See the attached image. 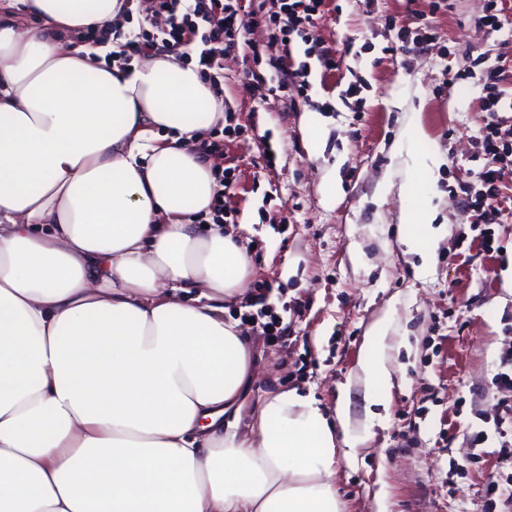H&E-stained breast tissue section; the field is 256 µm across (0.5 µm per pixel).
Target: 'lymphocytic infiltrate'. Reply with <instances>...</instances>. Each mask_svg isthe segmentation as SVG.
Instances as JSON below:
<instances>
[{
    "instance_id": "f902f5d3",
    "label": "lymphocytic infiltrate",
    "mask_w": 512,
    "mask_h": 512,
    "mask_svg": "<svg viewBox=\"0 0 512 512\" xmlns=\"http://www.w3.org/2000/svg\"><path fill=\"white\" fill-rule=\"evenodd\" d=\"M321 3L322 0H279L278 8L274 9L269 7L268 0H251L245 8L239 0H139L144 24L130 31L117 58L127 65L134 56L184 46L194 57L200 74L216 85L224 78L225 52L236 48L250 29L263 26L269 29L270 36L267 43L251 44L253 62L266 63L275 72L278 89L300 95L305 89L304 82L283 69L291 55L288 40L295 34L308 37ZM157 15L166 16V27L148 29V22ZM482 110L486 134L481 149L487 163L480 173L484 190L476 197L475 204L484 212L494 214L501 207L502 171L497 163L512 153V125L502 116L501 97H485Z\"/></svg>"
}]
</instances>
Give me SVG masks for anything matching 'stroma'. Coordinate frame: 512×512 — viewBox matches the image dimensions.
Wrapping results in <instances>:
<instances>
[{
    "label": "stroma",
    "mask_w": 512,
    "mask_h": 512,
    "mask_svg": "<svg viewBox=\"0 0 512 512\" xmlns=\"http://www.w3.org/2000/svg\"><path fill=\"white\" fill-rule=\"evenodd\" d=\"M487 0H323L309 40L293 37L289 71H306L304 96L260 99L239 85L255 65L246 47L224 56L219 87L230 120L216 166L232 181L224 198L233 233L252 259L251 283L269 284L263 317L229 305L255 343L262 371L249 404L281 389L313 394L327 412L344 408L349 443L336 445L344 512H492L483 493L501 470L496 388L501 353L512 347V209L482 242L460 188L484 160L480 57L512 65V0L501 30L482 25ZM429 37L417 40L420 31ZM336 61L321 67L317 52ZM318 113L320 130L307 126ZM421 127L439 166L440 239L429 255L408 251L399 222L406 134ZM337 194L323 195L325 180ZM390 328L387 406L366 400L358 361L380 318ZM484 432L483 455L463 470Z\"/></svg>",
    "instance_id": "1"
}]
</instances>
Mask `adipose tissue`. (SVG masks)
<instances>
[{"label":"adipose tissue","mask_w":512,"mask_h":512,"mask_svg":"<svg viewBox=\"0 0 512 512\" xmlns=\"http://www.w3.org/2000/svg\"><path fill=\"white\" fill-rule=\"evenodd\" d=\"M125 2L0 0V512H343L318 401L247 406L255 350L224 312L249 254L190 221L223 98L174 54L125 68L70 38ZM409 140L400 219L424 251L438 160ZM387 332L359 361L375 404Z\"/></svg>","instance_id":"ef3b65f1"}]
</instances>
